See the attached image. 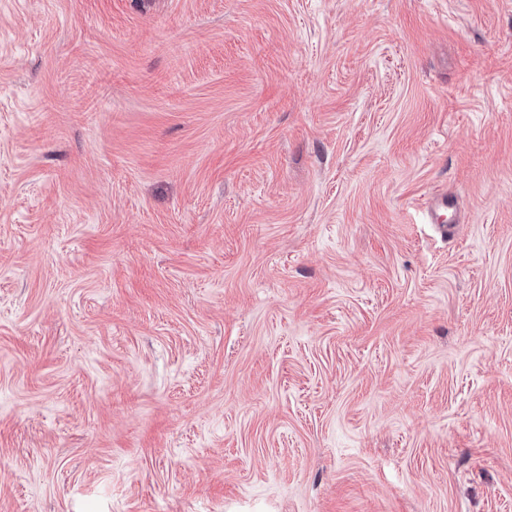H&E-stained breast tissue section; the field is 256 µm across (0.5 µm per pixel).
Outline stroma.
<instances>
[{"instance_id":"obj_1","label":"stroma","mask_w":512,"mask_h":512,"mask_svg":"<svg viewBox=\"0 0 512 512\" xmlns=\"http://www.w3.org/2000/svg\"><path fill=\"white\" fill-rule=\"evenodd\" d=\"M0 512H512V0H0ZM455 204V199L445 193L434 199L427 208L432 224H437V228L440 229L445 236L452 233L454 225L445 224L444 221H442V216L447 213L448 210L453 209Z\"/></svg>"}]
</instances>
